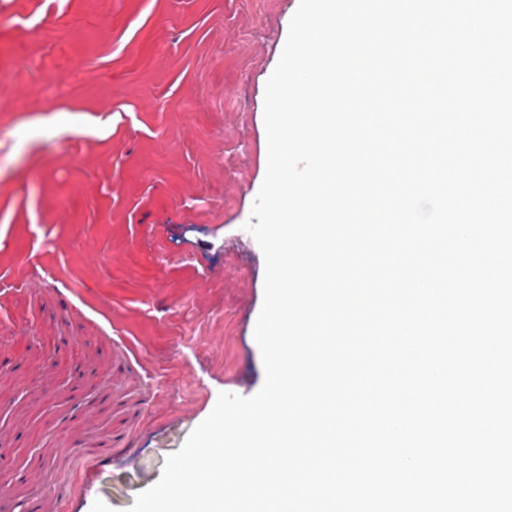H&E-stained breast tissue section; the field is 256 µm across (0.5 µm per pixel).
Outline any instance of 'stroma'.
<instances>
[{
  "mask_svg": "<svg viewBox=\"0 0 512 512\" xmlns=\"http://www.w3.org/2000/svg\"><path fill=\"white\" fill-rule=\"evenodd\" d=\"M297 8L0 0V512H129L262 387L244 225Z\"/></svg>",
  "mask_w": 512,
  "mask_h": 512,
  "instance_id": "35a3bbf8",
  "label": "stroma"
}]
</instances>
